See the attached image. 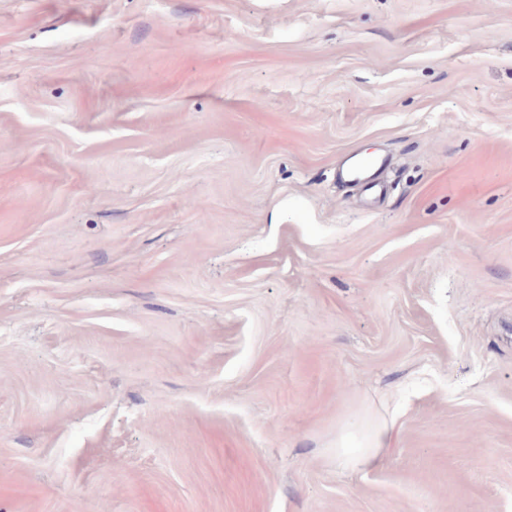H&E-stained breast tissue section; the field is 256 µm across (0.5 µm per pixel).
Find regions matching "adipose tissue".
Instances as JSON below:
<instances>
[{"label":"adipose tissue","mask_w":512,"mask_h":512,"mask_svg":"<svg viewBox=\"0 0 512 512\" xmlns=\"http://www.w3.org/2000/svg\"><path fill=\"white\" fill-rule=\"evenodd\" d=\"M395 423L391 420H367L356 415L343 421L336 435L331 458L338 468L362 471L374 466L390 448Z\"/></svg>","instance_id":"ef3b65f1"}]
</instances>
